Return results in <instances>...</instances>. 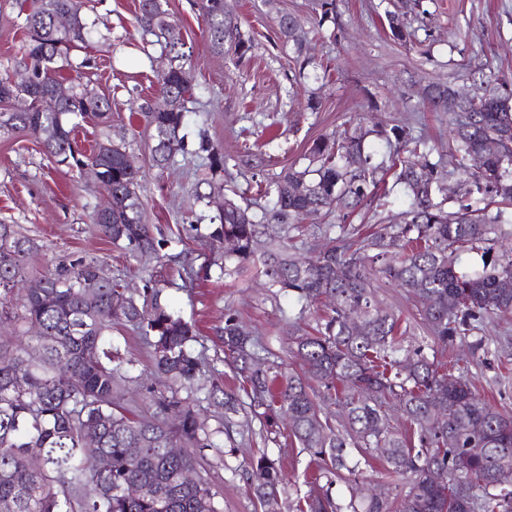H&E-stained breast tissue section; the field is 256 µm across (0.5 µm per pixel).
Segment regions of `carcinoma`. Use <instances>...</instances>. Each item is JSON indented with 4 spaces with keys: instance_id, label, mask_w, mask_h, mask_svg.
Here are the masks:
<instances>
[{
    "instance_id": "cac0c4a2",
    "label": "carcinoma",
    "mask_w": 512,
    "mask_h": 512,
    "mask_svg": "<svg viewBox=\"0 0 512 512\" xmlns=\"http://www.w3.org/2000/svg\"><path fill=\"white\" fill-rule=\"evenodd\" d=\"M81 9V0H32L26 71L34 82L24 88L0 82L1 103L25 94L31 107L0 112V133H31L51 157L99 167L112 196L110 216L103 222L93 216L101 234L126 244L135 257L158 259L165 243L143 223L141 176L125 165L126 147L117 143L86 161L73 147L71 117L106 119L109 99L82 87L72 89L56 112L34 106L58 84L53 73L72 68L70 50L87 41ZM201 10L212 45L223 48L231 30L224 0H201ZM61 15L69 19L64 30L56 26ZM386 15L394 39L412 37L398 13ZM138 20L170 49L181 44L162 0H138ZM276 25L282 47L305 70L312 61L304 55L305 34L296 17L279 14ZM191 90L189 72L172 65L159 79V93L171 107L145 111L160 169L182 148L183 101ZM452 90L433 83L422 96L435 111L446 112ZM391 131L387 161L377 160L380 150L366 141L367 131L327 138L314 145L304 169L279 174L271 206L260 218L236 203L216 216L209 243H232L224 251V275L258 261L271 292L327 311L315 332L297 326L290 336L302 376L284 374L273 353L228 313L220 339L239 386L212 384L208 398L224 408L228 425L238 415L253 414L272 426L285 419L289 433L321 462L303 495L305 512H390L385 496L342 505L332 494L335 477L357 474L369 464L372 448L383 449L389 474L408 485L400 512H512V417L480 401L462 374L448 387L445 363L423 348L404 349L399 316L376 303L372 292L377 274L410 288L435 342L445 346L473 336L472 348L487 347L484 326L512 310V287H505L512 284V90L487 86L452 112L448 148L462 176L453 198H438L444 174L441 160L431 159L433 148L403 127ZM198 152L211 171H224V152L211 141L200 140ZM390 169L407 198L400 221L357 238L334 237L335 225L326 224L325 245L309 258L288 251L268 231L271 223L299 224L313 212L357 210ZM34 250L14 225L0 224V328H12L0 333V512H221L207 479H182L202 466L205 450L222 448L220 430L209 429L197 413L194 392L208 369L193 348L195 326L162 303L164 286L152 278L138 297L114 280L87 293L82 282L95 276L93 261L41 276L43 288L29 297L8 292L6 282L28 275L25 261ZM465 252L480 255L479 268L458 267ZM116 322L142 336L154 373L166 382L145 387L148 415L124 407L130 362L104 348ZM32 341L36 358L29 357ZM312 380L340 408L344 431L321 419ZM393 407L410 421V434L389 423ZM89 428L100 430L105 459L95 472L86 466L82 444ZM173 440L187 450L171 454ZM130 448L140 449L139 456L131 457ZM246 472L261 506L279 503L285 478L275 461L263 454ZM131 485L140 493L128 494Z\"/></svg>"
}]
</instances>
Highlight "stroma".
<instances>
[{
  "label": "stroma",
  "instance_id": "1",
  "mask_svg": "<svg viewBox=\"0 0 512 512\" xmlns=\"http://www.w3.org/2000/svg\"><path fill=\"white\" fill-rule=\"evenodd\" d=\"M410 0H336L334 20L321 22L319 0H225L226 10L242 38L252 48L239 53L234 40L215 49L206 30L200 0H166L184 41L183 64L192 76L187 97L188 124L181 129L184 148L166 169L152 160L154 130L140 108L158 101V80L169 58L143 34L136 22V0H87L83 18L92 38L71 54L81 71L64 70L61 84L88 85L109 97L107 121L79 118L75 138L88 152L97 142L124 143L143 179L144 221L165 242L162 260L136 259L128 249L107 241L90 214L105 202L106 192L88 168L60 165L48 156L35 136L0 134V224L14 225L34 239L31 272L44 273L82 258L97 262L105 276L139 293L148 277L165 282L171 309L196 325V352L214 367V379L233 384L224 362V347L216 331L226 313H236L279 357L284 371L296 373L298 361L289 351V323L303 317L316 325L317 313H302L300 303L275 296L263 285L254 265L238 275L223 276V245L209 246L210 220L224 199L250 213L261 214L284 169L307 166V156L320 139L354 131L356 126L413 129L438 147L448 145V115L432 110L420 97L426 85L444 82L462 94L474 83L491 78L512 88V0H424L426 12L406 10ZM29 0H0V81H19L27 49L24 32ZM293 14L306 37L312 67L299 69L278 37L277 11ZM405 13L413 36L398 42L390 35L386 11ZM316 91L318 111L304 110L305 91ZM224 151L225 170L215 175L197 152L200 138ZM385 197L339 217L309 215L300 239L293 229L283 237L308 255L318 245L313 232L325 223L345 233L398 220L405 208L400 187L385 182ZM377 302L406 322L402 345L410 350L431 347L433 339L418 315L414 293L380 278L374 282ZM487 351L453 344L440 350L439 360H456L476 390L501 413L512 416V313L488 326ZM115 345L130 359L127 406L148 410L141 382H152L151 357L144 340L129 327L115 325ZM198 410L209 428L224 427L222 451L208 450L203 475L208 478L223 512H260L244 469L251 458L277 460L288 480L281 512H296V492L317 468L318 461L288 433L271 434L265 421L225 426L224 411L197 391ZM378 488L392 503L406 492L404 481L390 477L387 465L374 460L357 477H345L333 487L336 496L350 488Z\"/></svg>",
  "mask_w": 512,
  "mask_h": 512
}]
</instances>
